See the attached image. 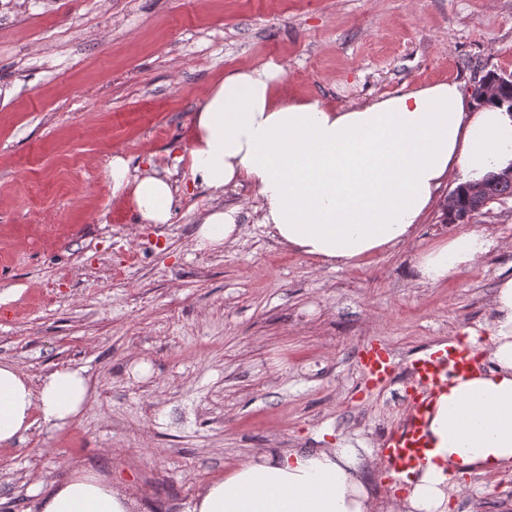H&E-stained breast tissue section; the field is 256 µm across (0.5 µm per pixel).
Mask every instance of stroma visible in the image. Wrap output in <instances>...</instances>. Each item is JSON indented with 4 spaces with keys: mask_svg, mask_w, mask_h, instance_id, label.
Masks as SVG:
<instances>
[{
    "mask_svg": "<svg viewBox=\"0 0 512 512\" xmlns=\"http://www.w3.org/2000/svg\"><path fill=\"white\" fill-rule=\"evenodd\" d=\"M282 64L284 97L339 108L437 82L464 92L512 74V0H0V359L31 380L83 368L91 398L63 429L0 447V512H33L36 483L86 468L136 492L141 512H185L199 488L266 448H368L377 467L402 381L366 390L364 344L398 366L493 316L512 276V198L470 227L495 247L422 284L415 254L449 237L441 203L406 243L332 269L225 193L241 233L195 247L210 194L187 188L171 223L113 197L107 166L171 168L225 72ZM448 512H512V472L465 478Z\"/></svg>",
    "mask_w": 512,
    "mask_h": 512,
    "instance_id": "stroma-1",
    "label": "stroma"
}]
</instances>
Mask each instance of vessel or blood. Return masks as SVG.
I'll use <instances>...</instances> for the list:
<instances>
[{"instance_id": "vessel-or-blood-1", "label": "vessel or blood", "mask_w": 512, "mask_h": 512, "mask_svg": "<svg viewBox=\"0 0 512 512\" xmlns=\"http://www.w3.org/2000/svg\"><path fill=\"white\" fill-rule=\"evenodd\" d=\"M360 360L368 384L379 389L392 384L396 364L385 346L366 345L360 352ZM476 364L470 348L453 340L415 356L408 363L403 394L405 419L381 436L376 450L386 475H398L425 462L429 451V419L437 397L447 389L452 377L474 372Z\"/></svg>"}]
</instances>
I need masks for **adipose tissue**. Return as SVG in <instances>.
I'll return each instance as SVG.
<instances>
[{"label":"adipose tissue","instance_id":"ef3b65f1","mask_svg":"<svg viewBox=\"0 0 512 512\" xmlns=\"http://www.w3.org/2000/svg\"><path fill=\"white\" fill-rule=\"evenodd\" d=\"M285 68L274 61L225 74L194 113L188 152L193 186L218 199L248 188L259 222L289 251L333 269L412 238L451 178L478 184L512 168V111L475 104L457 83L439 82L345 109L285 100ZM112 193L128 198L147 224L171 223L181 200L170 173H132L114 153ZM237 212L212 208L196 230L197 249L235 241ZM493 239L458 230L417 253L423 284H436L486 255ZM487 324L488 371L454 379L429 424L431 452L402 473L406 512H448L449 488L463 476L512 470V277L499 282ZM90 400L83 369L57 368L39 383L0 359V445L24 440L34 425L68 426ZM361 451L346 444L313 450L269 448L205 483L188 512H375L360 475ZM35 512H136L111 478L74 470L37 488Z\"/></svg>","mask_w":512,"mask_h":512}]
</instances>
